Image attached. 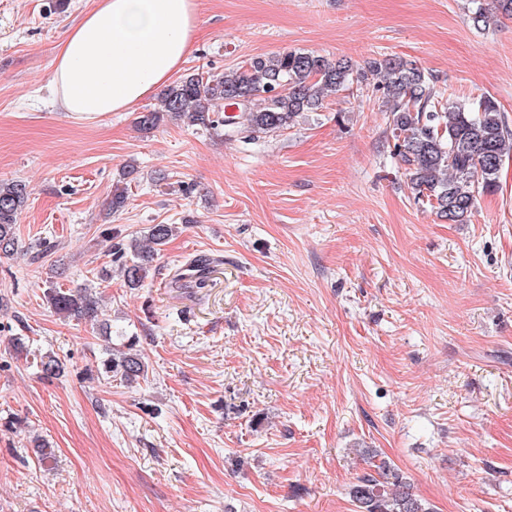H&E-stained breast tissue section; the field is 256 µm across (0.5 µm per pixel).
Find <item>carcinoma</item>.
Returning a JSON list of instances; mask_svg holds the SVG:
<instances>
[{"mask_svg": "<svg viewBox=\"0 0 512 512\" xmlns=\"http://www.w3.org/2000/svg\"><path fill=\"white\" fill-rule=\"evenodd\" d=\"M369 72L381 77L377 90L388 113L394 153L405 165L415 199L426 200L450 224L468 223L477 197L497 187L504 158L512 149V127L492 97L446 101L423 69L402 59H374L360 68L347 59L333 63L306 50H287L206 77L193 70L163 89L160 106L140 113L135 126L149 132L168 118L206 131L233 126L249 136L276 133L300 114L319 111L326 98L348 90ZM219 102L224 115L214 110ZM27 199L26 185L0 182V258L18 251L15 226ZM174 231L172 224H153L147 239L163 245ZM112 255L125 284L142 286L153 253L134 239L128 245H113ZM46 298L65 317L92 323L98 317V298L86 288L51 285ZM36 365L48 381L64 371L62 361L51 354L40 356ZM101 370L131 384L145 375L147 366L130 347L110 353ZM34 453L42 467L55 458L52 445L39 437L34 439ZM349 495L358 512H434L384 462L376 474L357 478Z\"/></svg>", "mask_w": 512, "mask_h": 512, "instance_id": "carcinoma-1", "label": "carcinoma"}]
</instances>
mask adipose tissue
<instances>
[{"mask_svg":"<svg viewBox=\"0 0 512 512\" xmlns=\"http://www.w3.org/2000/svg\"><path fill=\"white\" fill-rule=\"evenodd\" d=\"M196 31L194 0H96L57 53L54 105L80 118L128 111L169 83Z\"/></svg>","mask_w":512,"mask_h":512,"instance_id":"adipose-tissue-1","label":"adipose tissue"}]
</instances>
